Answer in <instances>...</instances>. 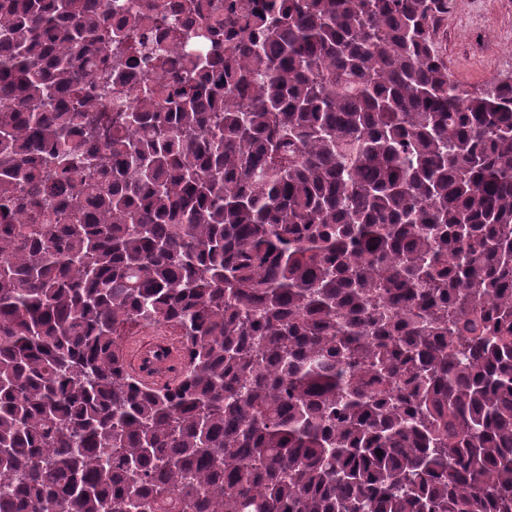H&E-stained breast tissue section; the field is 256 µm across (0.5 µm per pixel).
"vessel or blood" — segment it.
<instances>
[{
	"instance_id": "b4317fda",
	"label": "vessel or blood",
	"mask_w": 512,
	"mask_h": 512,
	"mask_svg": "<svg viewBox=\"0 0 512 512\" xmlns=\"http://www.w3.org/2000/svg\"><path fill=\"white\" fill-rule=\"evenodd\" d=\"M128 365L146 383L163 382L171 377L170 366L177 361L180 342L177 337L159 334L148 339L135 337L125 346Z\"/></svg>"
}]
</instances>
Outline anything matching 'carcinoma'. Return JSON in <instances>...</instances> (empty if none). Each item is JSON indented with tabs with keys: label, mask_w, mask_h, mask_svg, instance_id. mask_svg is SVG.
Wrapping results in <instances>:
<instances>
[{
	"label": "carcinoma",
	"mask_w": 512,
	"mask_h": 512,
	"mask_svg": "<svg viewBox=\"0 0 512 512\" xmlns=\"http://www.w3.org/2000/svg\"><path fill=\"white\" fill-rule=\"evenodd\" d=\"M147 5L0 0V512H512V83L451 0ZM512 0H454L439 35L448 69L470 91L512 82ZM158 330L160 327L131 326L118 340L123 346L129 336H152L149 339L132 338L125 346L130 369L148 384L170 379L173 374L168 368L176 363L180 354L179 338L170 334L153 336Z\"/></svg>",
	"instance_id": "obj_1"
}]
</instances>
